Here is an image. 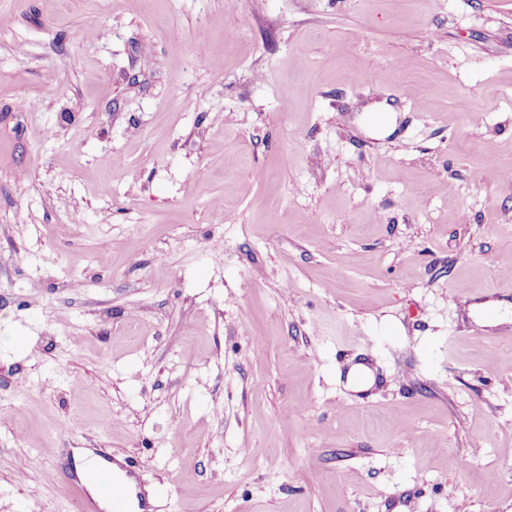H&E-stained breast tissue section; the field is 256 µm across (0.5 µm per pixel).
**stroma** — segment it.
Here are the masks:
<instances>
[{
  "label": "stroma",
  "instance_id": "1",
  "mask_svg": "<svg viewBox=\"0 0 512 512\" xmlns=\"http://www.w3.org/2000/svg\"><path fill=\"white\" fill-rule=\"evenodd\" d=\"M1 17L0 512H512V0ZM74 457L78 462L76 466L77 476L86 484H88L94 494L100 501L101 507L109 508V502L106 498L101 496L100 492L106 496L112 503V512H136L135 500L138 501L140 493L134 473L130 469L123 470L124 473H118L111 470L105 461L100 459L88 448L74 449ZM102 466V467H99ZM99 469L94 474L95 487L90 481V474L96 468Z\"/></svg>",
  "mask_w": 512,
  "mask_h": 512
}]
</instances>
